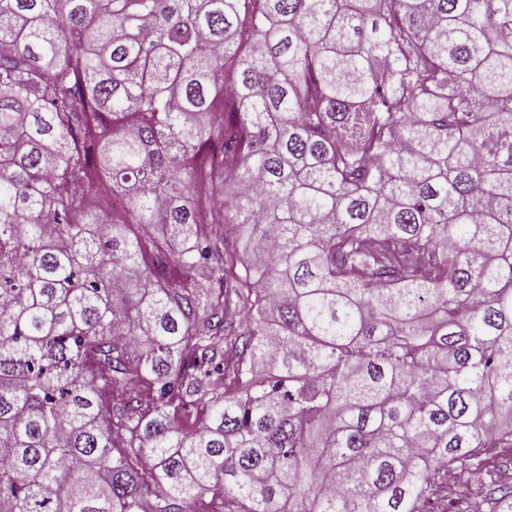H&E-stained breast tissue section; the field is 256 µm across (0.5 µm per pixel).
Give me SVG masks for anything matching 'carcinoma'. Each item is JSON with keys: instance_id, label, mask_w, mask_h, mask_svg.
<instances>
[{"instance_id": "cac0c4a2", "label": "carcinoma", "mask_w": 512, "mask_h": 512, "mask_svg": "<svg viewBox=\"0 0 512 512\" xmlns=\"http://www.w3.org/2000/svg\"><path fill=\"white\" fill-rule=\"evenodd\" d=\"M499 446L512 0H0V512H512Z\"/></svg>"}]
</instances>
